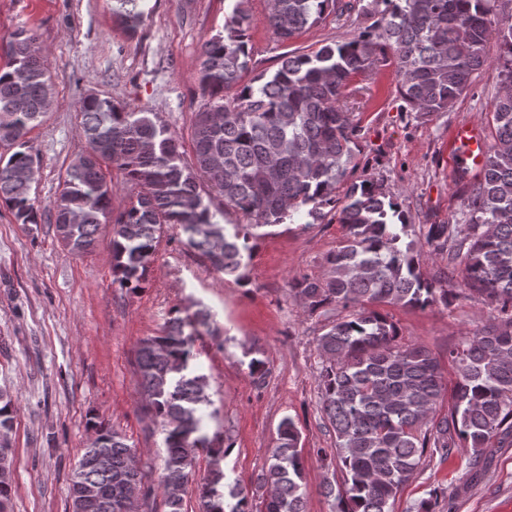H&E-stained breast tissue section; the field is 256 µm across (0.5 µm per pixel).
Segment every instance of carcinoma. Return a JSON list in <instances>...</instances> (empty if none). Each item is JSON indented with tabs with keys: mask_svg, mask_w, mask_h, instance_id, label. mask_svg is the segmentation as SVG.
Returning <instances> with one entry per match:
<instances>
[{
	"mask_svg": "<svg viewBox=\"0 0 512 512\" xmlns=\"http://www.w3.org/2000/svg\"><path fill=\"white\" fill-rule=\"evenodd\" d=\"M248 0H237L225 34L207 40L200 54L198 88L205 98L191 127L193 161L179 139L152 112H131L109 97L91 95L78 108L87 150L67 166L47 215L70 254L91 251L102 227H111L112 275L124 288L145 282L163 226L178 225L189 246L226 277L242 279L258 228L305 216L323 223L328 208L343 225L342 242L322 277L302 275L294 297L324 316L317 338L319 404L336 448L317 455L343 475L322 493L336 512H392L400 489L422 460L440 464L458 448L471 451L472 478L489 448L512 447V16L500 0H385L392 8L354 40L324 44L311 53L285 52L276 70L244 81L249 70ZM345 13L347 0H268L267 26L285 42L318 23L327 9ZM130 29L137 0H120ZM500 47L503 91L487 113V144L480 178L464 183L466 224H431L425 243L448 254L461 276L455 292L420 270V247L409 219L380 186L353 180L360 127L352 119L360 78L394 67L398 92L420 117L449 112L488 61L490 40ZM0 66V205L19 224H39L31 197L36 159L25 137L46 115L55 81L36 35L17 30ZM113 166L131 188L128 205L112 210V186L102 166ZM224 207L254 219L231 227L216 220ZM482 297L495 312L480 329L448 348L457 380L448 410L435 414L444 389L438 358L424 344H403L377 307L425 309L453 299ZM338 315H333V311ZM209 315L171 318L136 350L144 412L165 434L161 481L167 512H185L184 495L195 452L211 448L202 430L208 403L206 377L193 360L195 337ZM16 407L0 391V454L11 451ZM70 479L72 512H152L146 478L124 437L102 424ZM221 475L200 488L202 512H252L248 498L225 507ZM265 512H307L305 456L290 417L278 426V444L260 476ZM460 486L437 487L407 512H436ZM11 463L0 464V512H13Z\"/></svg>",
	"mask_w": 512,
	"mask_h": 512,
	"instance_id": "obj_1",
	"label": "carcinoma"
}]
</instances>
